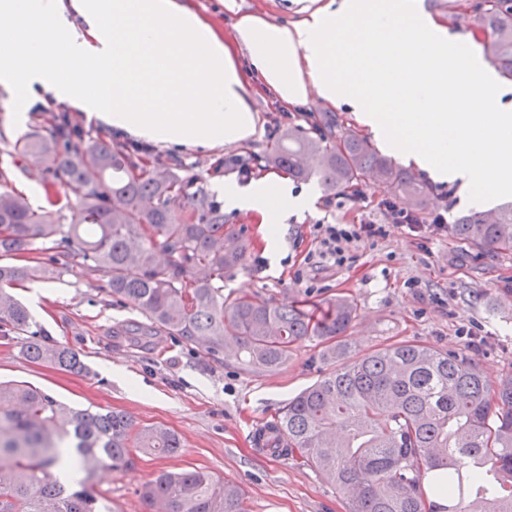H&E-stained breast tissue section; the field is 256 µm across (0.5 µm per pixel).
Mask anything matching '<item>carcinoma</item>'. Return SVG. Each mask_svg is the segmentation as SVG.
Listing matches in <instances>:
<instances>
[{
	"label": "carcinoma",
	"mask_w": 512,
	"mask_h": 512,
	"mask_svg": "<svg viewBox=\"0 0 512 512\" xmlns=\"http://www.w3.org/2000/svg\"><path fill=\"white\" fill-rule=\"evenodd\" d=\"M469 17L483 53L512 80V0H481ZM316 138L280 132L268 151L248 163L275 164L300 179L316 178L326 194L368 182L393 198L413 200L425 220L432 187L381 155L365 137L339 130L336 115L315 118ZM12 159L38 154L46 177L44 203L10 186L0 168V335L25 336L23 356L80 373L77 352L32 330V315L7 287L51 279L54 265L106 278L112 299L144 318L131 326L145 340L164 331L213 357L225 353L244 369L274 372L293 345L311 337L321 357L348 356L341 342L357 314L347 297L324 303L320 315L281 307L258 295L224 293V274L245 265L251 241L224 230V208L196 178L183 177L147 148L112 139L87 142L59 113L47 138L5 143ZM195 191H190V188ZM187 200L176 213L171 203ZM75 219L60 223L61 208ZM448 232L474 247L512 253V203L495 211L454 216ZM34 253L28 266L3 263ZM274 453L316 468L348 499V512H435L423 482L448 495L445 512H512V377L496 389L476 361L425 344L397 343L356 356L288 401L259 433ZM79 458L70 488L52 474L63 445ZM175 456L180 437L165 426L138 427L125 413L74 410L26 384L0 382V512H102L89 485L106 462L125 466L132 449ZM144 512H247L237 483L194 469L161 471L140 491Z\"/></svg>",
	"instance_id": "cac0c4a2"
}]
</instances>
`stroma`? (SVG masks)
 <instances>
[{"label":"stroma","mask_w":512,"mask_h":512,"mask_svg":"<svg viewBox=\"0 0 512 512\" xmlns=\"http://www.w3.org/2000/svg\"><path fill=\"white\" fill-rule=\"evenodd\" d=\"M181 2L229 43L241 15L280 25L298 18L295 0ZM234 60L247 73L245 98L256 116L257 133L246 143L215 151L153 145L154 154L181 164L182 175L200 177L206 188H213L216 178L236 174L227 158L264 154L285 128L314 135L311 118L323 112H334L343 128L364 134L345 104L314 97L288 106L247 72L246 48H239ZM61 110L86 139L110 138V130L87 122L83 113L47 91L37 92L28 109L26 135L49 136L51 114ZM289 185L307 195L309 203L305 210L289 213L275 242L263 239L250 214L225 210L227 227L253 241L245 267L225 276V292L257 293L277 305L301 302L314 313L326 299L346 295L358 305V317L345 336L351 355L397 342H422L473 356L489 385L512 374V307L498 305L512 296L511 253L479 249L446 232L424 247L407 229L394 227L386 237L359 242L352 263L315 266L305 261L315 246V225L383 223V202L390 193L362 186L364 200L353 208L332 202L316 182L293 177ZM13 291L29 307L37 327L79 352L87 369L77 374L30 363L21 353V337L0 338L1 381L29 383L77 408L123 411L136 424L164 425L183 440L178 456L136 451L128 466L99 470L92 491L111 512H144L139 490L163 469H203L237 482L246 491L249 512H346L345 495L315 468L273 456L256 439L289 398L332 370V363L321 360L315 340L296 342L279 371L256 373L164 333L144 345L124 336L125 326L140 322L139 312L112 301L104 278L79 268L53 280L22 282Z\"/></svg>","instance_id":"stroma-1"}]
</instances>
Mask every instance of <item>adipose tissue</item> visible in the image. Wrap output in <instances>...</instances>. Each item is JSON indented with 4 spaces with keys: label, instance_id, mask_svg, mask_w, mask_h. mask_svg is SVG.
Masks as SVG:
<instances>
[{
    "label": "adipose tissue",
    "instance_id": "obj_1",
    "mask_svg": "<svg viewBox=\"0 0 512 512\" xmlns=\"http://www.w3.org/2000/svg\"><path fill=\"white\" fill-rule=\"evenodd\" d=\"M411 0H309L278 25L241 15L238 41L287 105L344 101L387 149L459 182L473 204L512 191V103L467 38L417 18ZM0 87L27 104L36 89L105 128L164 146L214 149L257 125L223 39L179 0H0ZM275 241L305 206L285 177L219 185Z\"/></svg>",
    "mask_w": 512,
    "mask_h": 512
}]
</instances>
